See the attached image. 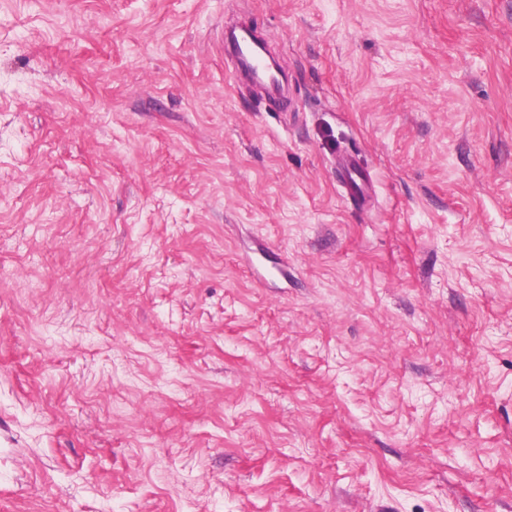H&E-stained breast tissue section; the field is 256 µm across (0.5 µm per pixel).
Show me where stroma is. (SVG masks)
Here are the masks:
<instances>
[{
  "instance_id": "stroma-1",
  "label": "stroma",
  "mask_w": 512,
  "mask_h": 512,
  "mask_svg": "<svg viewBox=\"0 0 512 512\" xmlns=\"http://www.w3.org/2000/svg\"><path fill=\"white\" fill-rule=\"evenodd\" d=\"M0 512H512V0H0ZM337 174L346 188V196L357 206H363L372 188V179L354 152H345L336 162Z\"/></svg>"
}]
</instances>
